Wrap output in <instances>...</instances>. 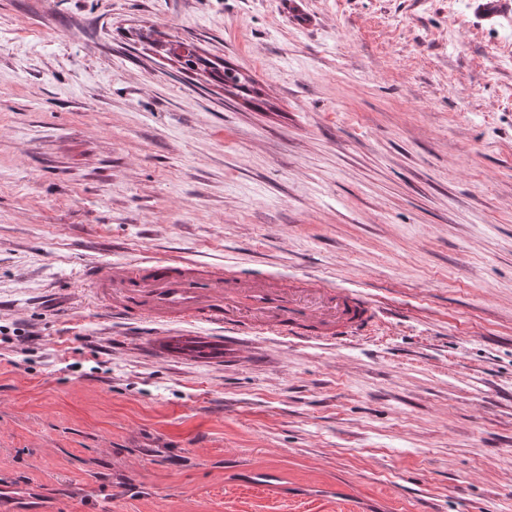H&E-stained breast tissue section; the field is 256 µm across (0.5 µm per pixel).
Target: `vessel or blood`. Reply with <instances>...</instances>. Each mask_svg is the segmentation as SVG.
I'll use <instances>...</instances> for the list:
<instances>
[{
  "label": "vessel or blood",
  "instance_id": "b4317fda",
  "mask_svg": "<svg viewBox=\"0 0 512 512\" xmlns=\"http://www.w3.org/2000/svg\"><path fill=\"white\" fill-rule=\"evenodd\" d=\"M91 282L125 320L147 316L228 332L261 327L290 342L345 341L376 318L375 305L347 289L270 276L256 281L220 267L199 274L172 258L113 265L93 272Z\"/></svg>",
  "mask_w": 512,
  "mask_h": 512
}]
</instances>
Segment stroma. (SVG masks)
<instances>
[{"mask_svg":"<svg viewBox=\"0 0 512 512\" xmlns=\"http://www.w3.org/2000/svg\"><path fill=\"white\" fill-rule=\"evenodd\" d=\"M486 2L0 0V512H512V0ZM149 257L320 278L379 324L114 320L89 273ZM171 51L178 58L181 66L185 70H207L212 68L221 81L224 82V86L235 89L238 94L245 99H254L255 95L259 96L260 93L255 87L254 79L251 75L241 71L240 69L224 63V70L221 72L215 67L213 63L201 56L193 44L177 42Z\"/></svg>","mask_w":512,"mask_h":512,"instance_id":"1","label":"stroma"}]
</instances>
